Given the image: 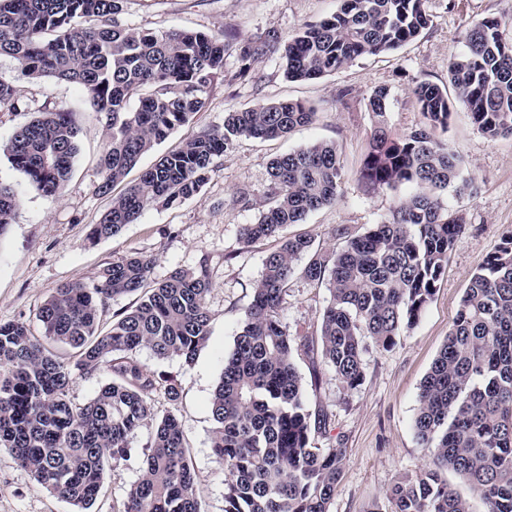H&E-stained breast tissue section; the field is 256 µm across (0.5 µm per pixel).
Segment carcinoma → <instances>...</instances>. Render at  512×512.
<instances>
[{
  "label": "carcinoma",
  "mask_w": 512,
  "mask_h": 512,
  "mask_svg": "<svg viewBox=\"0 0 512 512\" xmlns=\"http://www.w3.org/2000/svg\"><path fill=\"white\" fill-rule=\"evenodd\" d=\"M124 0H0V55L22 75L82 88L106 119L108 143L98 191L135 168L143 154L207 106V93L224 77V57L236 50L239 77L257 80L251 61L263 47L234 43L226 32L151 31L124 25ZM427 0H340L331 16L301 27L284 46L288 78L334 74L356 60L394 52L430 25ZM507 23L487 17L466 31V51L448 64V86L418 83L414 97L426 124L394 137L386 127L388 92L367 98L377 119L358 172L368 191L410 192L390 214L362 234L334 232L339 248L314 247L308 234L285 236L289 226L342 196L343 164L332 141L274 158V187L257 222L241 229L243 242L282 236L266 256L233 346L211 398V448L228 478L224 512H330L342 476L343 444L322 446L329 417L310 413L294 353L312 362L313 378L328 372L343 388L365 376L363 339L382 350L411 329L436 292L448 253L465 232L462 214L444 202L461 192L459 153L439 133L448 130L454 104L491 139L512 137V40ZM32 109L16 86L0 78V108ZM4 152L44 196H59L70 178L81 134L68 112L40 106ZM312 107L282 100L224 114V125L203 131L141 173L92 228L111 238L156 202L196 196L221 157L239 138L284 137L314 121ZM15 188L0 181V232L12 223ZM303 266H298L299 261ZM154 259L134 253L103 268L90 285L65 284L43 304L42 338L22 322L0 323V446L9 449L32 481L77 512H90L106 469L128 461L130 439L152 427L141 450L140 476L117 512H202L197 474L181 425L160 415L152 395L179 397L176 378L147 370L136 354L191 364L209 335L206 266L176 269L153 288ZM329 301L321 313L320 343L293 336L284 299L295 272ZM136 301L100 328V312L116 297ZM66 345L76 368L92 375L108 368L112 381L83 405L70 395L72 372L51 349ZM433 467L399 478L389 489L393 512H470L448 485L458 474L486 512H512V236L471 275L448 337L420 385L413 420Z\"/></svg>",
  "instance_id": "1"
}]
</instances>
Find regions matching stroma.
<instances>
[{
    "instance_id": "35a3bbf8",
    "label": "stroma",
    "mask_w": 512,
    "mask_h": 512,
    "mask_svg": "<svg viewBox=\"0 0 512 512\" xmlns=\"http://www.w3.org/2000/svg\"><path fill=\"white\" fill-rule=\"evenodd\" d=\"M339 6V0H124L120 19L135 28L227 30L237 40L268 44L254 64L258 76L254 82L239 78L236 54L226 55L224 78L211 88L206 108L145 154L129 180H136L141 169L186 139L223 126L226 112L292 99L313 106L316 117L282 138L236 141L216 160L197 196L172 206L152 205L137 222L108 239L91 238V229L124 187L115 185L108 196L98 191L99 162L108 141L103 114L89 104L79 86L24 77L12 58L0 56V78L11 81L22 100L72 113L83 130L71 178L58 198H47L12 168L3 151L30 120V112L0 108V180L12 185L19 199L13 224L0 233V323L24 322L33 334H40L37 312L56 288L91 282L108 263L134 252L153 257L156 281L176 268L206 266L213 283L207 297L210 335L195 361L186 365L160 359L148 349L137 354L147 369L178 380V402H170L161 392L155 393L153 402L159 412L173 411L181 424L198 473L196 495L203 512H223L226 478L224 463L211 448L210 399L263 261L279 246L273 238L246 244L240 237L242 225L255 223L262 203L271 197L270 160L318 141L335 142L345 164L343 195L293 230L310 234L316 246L325 249L338 244L334 229L364 233L404 195L400 189L369 193L357 180L373 129V115L367 109L371 91H388L392 131L410 133L424 122L414 86L447 84L448 63L464 51L469 26L485 17L502 18L510 23L506 37H512V0H427L429 27L400 50L359 59L319 79H287L270 35L288 39L305 23L326 18ZM445 137L462 156L466 173L476 178L478 189L447 194L449 208L464 215L466 231L449 253L444 277L417 323L390 350L367 348L365 379L350 392L327 374L310 379L308 358H295L306 377L309 410L322 409L330 416L326 442H341L347 450L331 512H392L388 490L397 477L430 468V452L418 443L412 428L420 384L448 336L471 274L505 236L512 235V138H486L460 104ZM328 298L326 289L294 276L284 309L289 331L318 335L319 313ZM151 433L144 427L131 438L136 455L106 472L104 491L92 512H113L122 501L140 475L139 450L146 447ZM0 512H74V508L36 486L16 465L10 450L0 447Z\"/></svg>"
}]
</instances>
